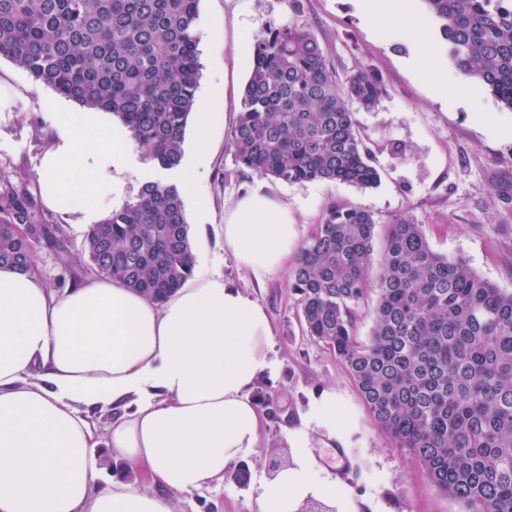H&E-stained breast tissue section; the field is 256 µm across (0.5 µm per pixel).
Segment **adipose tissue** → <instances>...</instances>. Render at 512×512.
I'll use <instances>...</instances> for the list:
<instances>
[{"instance_id": "adipose-tissue-1", "label": "adipose tissue", "mask_w": 512, "mask_h": 512, "mask_svg": "<svg viewBox=\"0 0 512 512\" xmlns=\"http://www.w3.org/2000/svg\"><path fill=\"white\" fill-rule=\"evenodd\" d=\"M67 136L38 168L46 206L99 221L101 190L122 202L132 143L92 112L57 116ZM286 203L257 192L224 213V247L261 280L283 270L298 240ZM264 307L218 274L197 275L155 304L94 277L64 291L37 270L0 265V512H172L169 496L223 479L255 447L252 392L274 369ZM110 409L106 435L91 413ZM152 490L105 475L99 446ZM264 485L261 512H296L340 490L314 478L310 438Z\"/></svg>"}]
</instances>
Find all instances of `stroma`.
<instances>
[{
	"mask_svg": "<svg viewBox=\"0 0 512 512\" xmlns=\"http://www.w3.org/2000/svg\"><path fill=\"white\" fill-rule=\"evenodd\" d=\"M338 76L369 65L384 78L378 107L357 112L360 134L380 174L367 190L340 182L288 185L243 168L231 146L241 110V95L251 70L256 40L268 29L287 25L294 15L288 0H200V78L196 106L213 114L206 133L196 121L185 132L180 169L148 166L137 149L128 152L127 196L135 198L145 179L181 181L195 175L196 191L185 198L195 268L223 275L264 306L273 330V374L257 383V395L276 403V417H263L255 448L246 456L247 487L224 479L174 498V512H260L262 480L270 477L272 457L292 463L286 438L290 429L311 438L315 477L336 476L334 449H349L356 466L348 491L356 512H460L440 493L423 469L404 451L391 447L345 368L333 353L306 336L298 302L279 271L257 285L251 273L224 249V211L248 191L262 188L287 203L301 239H308L332 202L371 212L377 222L374 249L382 251L388 222L405 213L420 224L430 246L448 256H463L482 277L512 292V112L490 91L461 72L439 39L423 0H407L434 47L427 70L448 79L440 98L416 72L413 40L404 27H374L361 0H302ZM76 103L47 87L35 86L26 71L0 59V174L35 177L44 150L58 139L57 115L77 111ZM66 224L73 268L64 267L47 246L35 250L34 265L46 284L64 290L74 268L88 266L80 219L49 213ZM332 389L340 403L335 435L308 416L311 403Z\"/></svg>",
	"mask_w": 512,
	"mask_h": 512,
	"instance_id": "1",
	"label": "stroma"
}]
</instances>
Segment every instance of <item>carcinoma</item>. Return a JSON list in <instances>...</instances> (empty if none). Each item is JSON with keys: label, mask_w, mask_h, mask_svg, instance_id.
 I'll return each instance as SVG.
<instances>
[{"label": "carcinoma", "mask_w": 512, "mask_h": 512, "mask_svg": "<svg viewBox=\"0 0 512 512\" xmlns=\"http://www.w3.org/2000/svg\"><path fill=\"white\" fill-rule=\"evenodd\" d=\"M200 0H0V58L37 86L112 114L152 165L181 166L198 87ZM457 66L512 111V0H424ZM381 74L339 82L313 27L294 20L256 41L232 147L280 182L377 186L356 113L377 106ZM372 213L332 203L288 273L306 334L347 370L391 447L416 460L461 512H512V292L461 256L433 250L403 213L372 279ZM72 263L63 224L26 179L0 177V265L25 272L39 245ZM92 271L161 303L192 276L180 186L146 182L93 225ZM371 336L354 334L371 287Z\"/></svg>", "instance_id": "carcinoma-1"}]
</instances>
